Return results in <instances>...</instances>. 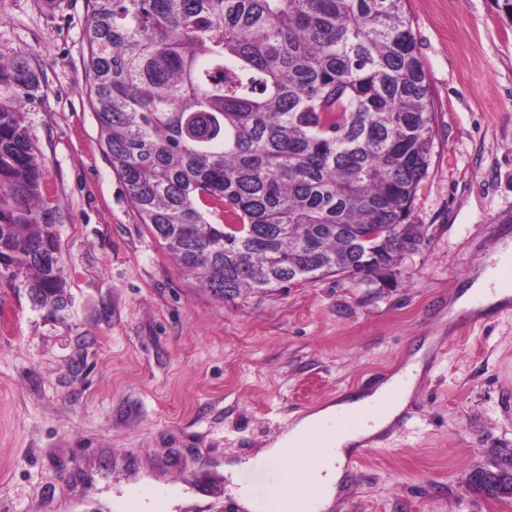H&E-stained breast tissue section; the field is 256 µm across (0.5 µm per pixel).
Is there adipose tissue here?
I'll return each instance as SVG.
<instances>
[{
    "instance_id": "adipose-tissue-1",
    "label": "adipose tissue",
    "mask_w": 512,
    "mask_h": 512,
    "mask_svg": "<svg viewBox=\"0 0 512 512\" xmlns=\"http://www.w3.org/2000/svg\"><path fill=\"white\" fill-rule=\"evenodd\" d=\"M421 371V363H410L403 373L383 381L369 395L330 405L300 418L287 434L269 448V455L292 457L289 482L295 483L298 489L316 491L319 505L325 510L331 506L338 492L351 445L361 439L376 436L393 423L411 394V381L417 380ZM380 401L384 402V409L378 415L366 416V408ZM340 414L357 418L358 425L354 431L331 427V420ZM320 443L326 445V452L308 458L306 449Z\"/></svg>"
}]
</instances>
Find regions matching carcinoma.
Listing matches in <instances>:
<instances>
[{
    "label": "carcinoma",
    "mask_w": 512,
    "mask_h": 512,
    "mask_svg": "<svg viewBox=\"0 0 512 512\" xmlns=\"http://www.w3.org/2000/svg\"><path fill=\"white\" fill-rule=\"evenodd\" d=\"M89 102L140 223L214 296L345 274L396 279L432 150L406 0H88ZM26 62L0 84L29 89ZM42 163L0 105V267L68 305ZM512 492V455L492 474Z\"/></svg>",
    "instance_id": "carcinoma-1"
}]
</instances>
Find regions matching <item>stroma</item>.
<instances>
[{"instance_id": "obj_1", "label": "stroma", "mask_w": 512, "mask_h": 512, "mask_svg": "<svg viewBox=\"0 0 512 512\" xmlns=\"http://www.w3.org/2000/svg\"><path fill=\"white\" fill-rule=\"evenodd\" d=\"M432 92L433 147L409 217L423 241L387 286L328 275L219 299L129 205L87 95V0H0V59L59 208L69 297L33 306L0 275V512H229L247 488L284 512L290 460L259 456L309 413L424 368L394 427L330 512H512L475 485L512 453V308L459 331L454 303L512 238V10L407 0ZM234 466L223 475L217 468ZM34 82L35 73L28 63L0 60V84L7 83L19 89H29Z\"/></svg>"}]
</instances>
